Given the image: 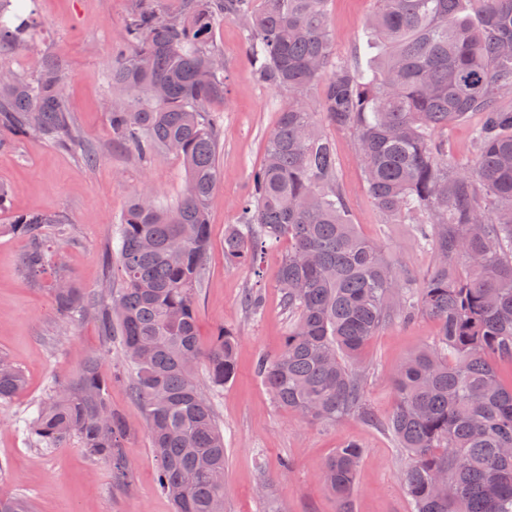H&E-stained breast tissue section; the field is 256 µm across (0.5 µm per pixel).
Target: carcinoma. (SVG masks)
<instances>
[{
	"label": "carcinoma",
	"mask_w": 512,
	"mask_h": 512,
	"mask_svg": "<svg viewBox=\"0 0 512 512\" xmlns=\"http://www.w3.org/2000/svg\"><path fill=\"white\" fill-rule=\"evenodd\" d=\"M136 0L124 47L112 64V141L144 160L181 158L183 192L165 207L138 193L120 220L119 288L91 294L56 261L45 228L68 234L59 215L30 212L11 229L28 240L23 272L49 283L64 319H95L106 344L126 358L157 462V488L175 512H224V433L198 381L221 388L236 369V336L201 345L196 288L207 265V212L219 180V124L210 102L224 97V63L211 41L222 20L247 33L258 79L288 92L253 174L240 223L224 231V262L253 266L269 242L288 239L279 285L293 322L276 356L257 364L277 407L318 423L371 418L357 357L395 318L427 316L438 343L411 354L392 375L396 408L387 430L407 451L405 493L413 512H512V386L497 363L512 364V0H377L367 26L373 63L335 60L329 0ZM0 49L22 46L34 26L3 20ZM0 80V150L13 138L79 141L63 93L64 74L43 62ZM322 88L318 110L307 93ZM349 132L364 187L384 224L418 225L436 258L421 288L351 221L336 148L317 115ZM470 117L472 159L458 164L438 134ZM98 355L57 379L26 430L54 448L80 450L128 475L126 421L112 411ZM24 377L0 356V401ZM362 449L346 443L322 477L352 512ZM0 512H33L0 494Z\"/></svg>",
	"instance_id": "carcinoma-1"
}]
</instances>
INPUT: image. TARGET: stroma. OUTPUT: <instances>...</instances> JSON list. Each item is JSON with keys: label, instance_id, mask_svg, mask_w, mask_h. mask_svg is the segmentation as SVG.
Wrapping results in <instances>:
<instances>
[{"label": "stroma", "instance_id": "obj_1", "mask_svg": "<svg viewBox=\"0 0 512 512\" xmlns=\"http://www.w3.org/2000/svg\"><path fill=\"white\" fill-rule=\"evenodd\" d=\"M20 16L32 17V40L0 52V66L27 75L44 58L57 59L65 73L78 143L60 147L35 137L15 138L0 151V355L25 377L24 390L0 403V493L28 498L35 512H173L156 487V460L144 416L128 378L119 374L123 354L107 347L95 320L70 322L56 312L47 282L27 277L21 258L23 236L9 225L28 212L60 214L67 237L55 248L71 278L87 291L118 280L113 251L119 219L140 190L173 205L184 184L180 158L165 154L143 162L133 148L112 144L106 99L112 51L122 42L133 0H13ZM376 0H330L329 24L337 59L369 64L373 49L365 21ZM213 44L224 55L226 91L210 109L220 125V181L208 221L207 271L197 289L198 334L210 343L219 328L237 337L236 372L224 387L210 391L224 432V512H337L335 496L321 480L325 459L343 444L363 450L352 492L353 512H412L404 492L406 451L385 424L395 407L391 376L411 352L436 341L434 320L395 319L365 345L360 368L371 420L349 417L317 424L275 406L257 373L259 357L276 355L291 319L284 308L278 267L286 242H277L257 267L224 262V229L239 220L238 205L253 192L252 173L262 163L265 142L288 104L286 92L259 82L247 57L241 25L221 21ZM336 146L340 181L352 201V221L378 242L389 261L406 268L413 287L430 275L432 255L420 247L411 224H384L364 190V173L348 132L327 128ZM94 162H86V151ZM261 307L244 304L248 290ZM100 356L109 379V399L130 431L124 441L128 477L117 484L107 463L88 458L76 440L51 450L34 445L18 428L53 381L76 373L84 355Z\"/></svg>", "mask_w": 512, "mask_h": 512}]
</instances>
